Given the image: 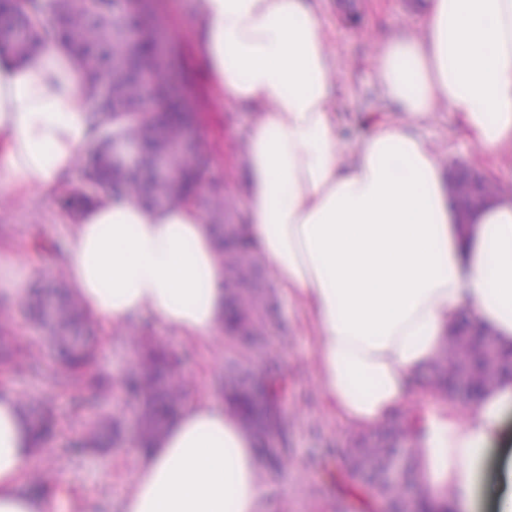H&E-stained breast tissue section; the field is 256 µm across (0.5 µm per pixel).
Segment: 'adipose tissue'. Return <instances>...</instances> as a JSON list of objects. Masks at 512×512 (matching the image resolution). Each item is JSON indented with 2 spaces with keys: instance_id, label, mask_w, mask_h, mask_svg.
<instances>
[{
  "instance_id": "adipose-tissue-1",
  "label": "adipose tissue",
  "mask_w": 512,
  "mask_h": 512,
  "mask_svg": "<svg viewBox=\"0 0 512 512\" xmlns=\"http://www.w3.org/2000/svg\"><path fill=\"white\" fill-rule=\"evenodd\" d=\"M213 95L259 117L245 139L249 235L276 287L310 311L322 398L356 430L411 409L420 481L456 512H478L491 452L512 413V379L462 408L410 391L460 317L512 349V194L460 221L437 147L420 128L457 112L485 160L512 152V0H429L420 33L383 40L377 86L399 116L344 142L334 120L339 59L310 0H191ZM95 102L71 57L0 58V195L64 185L92 136ZM71 290L105 329L152 315L209 342L224 325V283L206 215L193 201L149 209L102 198L68 242ZM33 271L0 247V295L22 300ZM34 448L11 394L0 395V512H68L25 492ZM117 512H263L253 440L199 398L135 449Z\"/></svg>"
}]
</instances>
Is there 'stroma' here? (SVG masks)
<instances>
[{"label": "stroma", "mask_w": 512, "mask_h": 512, "mask_svg": "<svg viewBox=\"0 0 512 512\" xmlns=\"http://www.w3.org/2000/svg\"><path fill=\"white\" fill-rule=\"evenodd\" d=\"M422 0H314L325 24L331 28L344 74L336 86V124L347 137L368 132L375 120L391 118L381 97L371 62L372 45L422 25ZM156 27L170 51L178 58L175 72L177 94L189 96L197 114L195 134L204 146L201 179L204 190L223 189L236 200L231 216L208 213V225L245 221L248 196L244 189V164L229 166L225 143L243 146L246 133L256 120L252 109L226 107L214 100L207 65L201 55L191 14V0H159ZM423 136L439 148L445 165L474 166L476 147L464 130L458 113L442 110L424 127ZM57 194L33 193L0 208V241H18L27 261L38 273L35 293L55 288L65 268L64 254L74 226ZM48 240L56 249L34 253L36 242ZM273 312L264 328V340L252 358L255 369H263L268 356H275L280 372L288 378V391L281 410L288 421V449L295 465L287 472L266 469L267 494L264 512H380L381 501L365 504L356 492L361 478L352 477L345 462L346 448L357 433L344 428L325 405L314 378L315 338L304 308L287 291L271 292ZM12 319L0 328V346L31 344L36 356L24 363H8L0 369V392L9 391L27 402L25 413L34 417L52 415L54 432L39 447L35 465L53 475V486L65 490L73 512L93 507L94 512H115L116 502L128 486L122 478L133 464L136 442L134 420L143 407L140 396L126 391L125 380L135 369V351L121 333H112L98 345L95 369L112 382L108 395L62 386L54 381L58 365L47 328L34 322L27 303L11 305ZM131 333L148 331L165 337L181 370L192 384L188 400L210 396L213 404L225 406L226 364L231 357L224 337L201 346L183 340L159 319L144 316L128 323ZM115 415L119 431L102 452L86 449L84 431L88 423Z\"/></svg>", "instance_id": "stroma-1"}]
</instances>
